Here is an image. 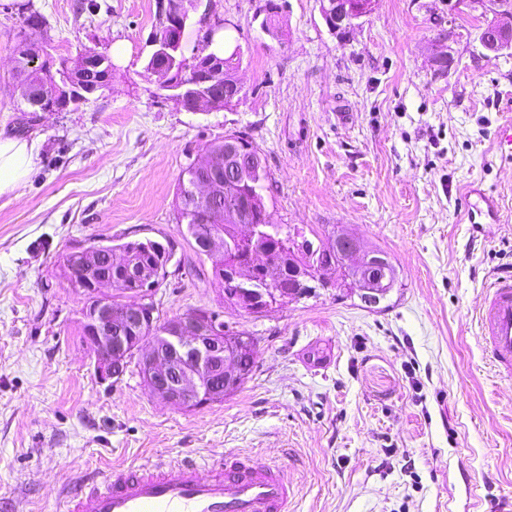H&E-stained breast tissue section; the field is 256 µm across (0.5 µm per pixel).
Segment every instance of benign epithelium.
<instances>
[{
	"instance_id": "1",
	"label": "benign epithelium",
	"mask_w": 512,
	"mask_h": 512,
	"mask_svg": "<svg viewBox=\"0 0 512 512\" xmlns=\"http://www.w3.org/2000/svg\"><path fill=\"white\" fill-rule=\"evenodd\" d=\"M468 3L470 10L487 18L479 41L484 50L494 55L512 51V0H448V20H453L457 4ZM201 0H159L163 13L164 34L151 41L147 70L159 77V87L167 98L186 102L189 109H217L224 94V55L200 54L194 66L185 67L183 36L190 23V10ZM320 12L333 31L351 28L355 21L370 13L375 0H319ZM66 74L57 78L51 72H41V80L24 84L26 100L42 112H59L71 105L88 101V96L109 88L108 76L114 64L111 58L95 51H80L67 59ZM264 165L259 152L241 153L219 160L211 156L208 174L193 179L191 190L196 203L206 210L210 219L216 212L235 209L237 192L252 187V174ZM240 232L233 245L224 243L223 232L212 229L196 240L197 252L209 256L218 250L226 253L233 248L250 250L253 266L264 273L261 287L253 279L228 268L229 284L251 301L252 310L262 312L277 302L297 298L292 291L279 288V270L264 251H253V243L269 237V224L239 222ZM339 255L357 270L354 290L367 305L380 303L385 291L368 285L362 271L379 261L376 255L360 256L356 238L348 234L333 237ZM128 244L112 246L99 243L75 247L71 253L82 257L81 265L67 276L69 283L91 296L81 331L92 348L97 370L103 378H119L131 356L145 351L141 359L144 380L150 391L175 407L196 410L216 403L224 394L236 388L243 379L234 361V347L224 338V322L209 310L198 309L175 317L161 326L155 319L157 307L151 291L159 273L141 274L142 286L135 289L121 306L114 304L112 278L92 276L94 263L106 259L115 264L125 262Z\"/></svg>"
}]
</instances>
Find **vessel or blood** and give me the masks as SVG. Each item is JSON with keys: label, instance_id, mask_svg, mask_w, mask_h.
Segmentation results:
<instances>
[{"label": "vessel or blood", "instance_id": "b4317fda", "mask_svg": "<svg viewBox=\"0 0 512 512\" xmlns=\"http://www.w3.org/2000/svg\"><path fill=\"white\" fill-rule=\"evenodd\" d=\"M473 224L499 221V203L470 186ZM483 350L498 377L512 379V272L495 276L479 316ZM284 474L250 456L231 454L210 464L187 456L176 464L118 466L80 481L61 512H288Z\"/></svg>", "mask_w": 512, "mask_h": 512}]
</instances>
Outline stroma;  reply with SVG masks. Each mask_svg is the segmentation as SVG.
Returning a JSON list of instances; mask_svg holds the SVG:
<instances>
[{"mask_svg":"<svg viewBox=\"0 0 512 512\" xmlns=\"http://www.w3.org/2000/svg\"><path fill=\"white\" fill-rule=\"evenodd\" d=\"M202 0L186 49L215 18L241 46L242 92L189 111L145 63L157 0H0V129L41 138L21 197L0 196V502L58 512L82 478L114 466L249 455L279 467L288 512H490L512 497V382L485 359L477 313L512 269V53L486 56L484 21L448 0H377L331 31L317 0ZM46 24L24 30L28 9ZM52 57L108 54L112 83L73 112L29 111L14 70L22 40ZM456 60L438 70L444 53ZM241 133L269 174L273 223L388 252L399 281L378 306L338 287L255 314L224 300L212 264L176 219L187 164ZM473 184L499 223L472 224ZM151 239L173 250L152 296L161 318L207 309L252 337L241 388L194 411L145 385L137 360L101 381L81 335L87 299L62 273L70 248Z\"/></svg>","mask_w":512,"mask_h":512,"instance_id":"1","label":"stroma"}]
</instances>
